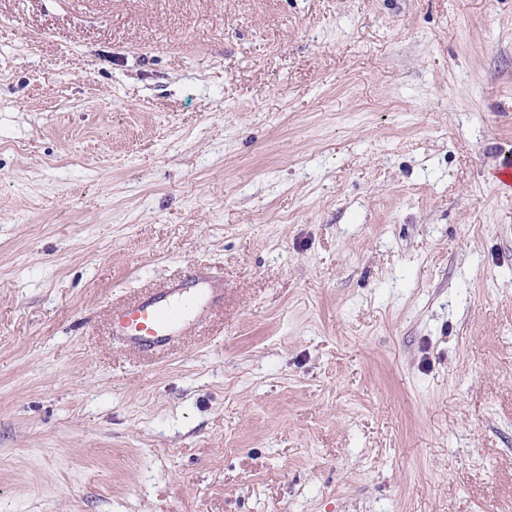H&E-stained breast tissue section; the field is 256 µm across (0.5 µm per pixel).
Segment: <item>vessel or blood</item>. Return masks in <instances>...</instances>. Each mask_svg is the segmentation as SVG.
<instances>
[{
  "label": "vessel or blood",
  "mask_w": 512,
  "mask_h": 512,
  "mask_svg": "<svg viewBox=\"0 0 512 512\" xmlns=\"http://www.w3.org/2000/svg\"><path fill=\"white\" fill-rule=\"evenodd\" d=\"M223 300V283L193 270L114 310L112 332L130 349L156 351L202 324Z\"/></svg>",
  "instance_id": "b4317fda"
}]
</instances>
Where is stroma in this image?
I'll return each instance as SVG.
<instances>
[{
    "mask_svg": "<svg viewBox=\"0 0 512 512\" xmlns=\"http://www.w3.org/2000/svg\"><path fill=\"white\" fill-rule=\"evenodd\" d=\"M510 156L512 0H0V512H512ZM223 301L224 283L193 270L113 310L112 333L130 349L156 351L198 327Z\"/></svg>",
    "mask_w": 512,
    "mask_h": 512,
    "instance_id": "1",
    "label": "stroma"
}]
</instances>
